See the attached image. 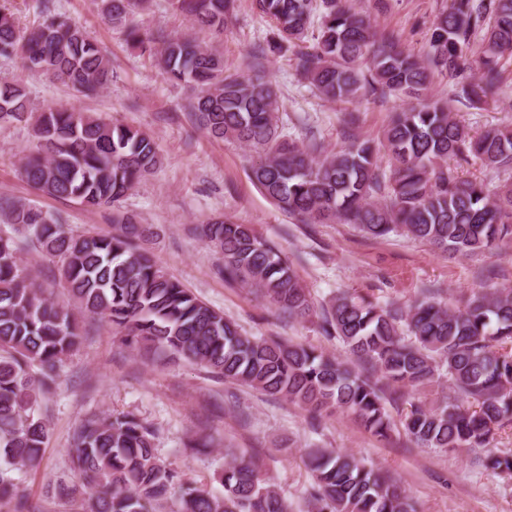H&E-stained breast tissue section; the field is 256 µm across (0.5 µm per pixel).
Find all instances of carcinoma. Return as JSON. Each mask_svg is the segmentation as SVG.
<instances>
[{
  "mask_svg": "<svg viewBox=\"0 0 512 512\" xmlns=\"http://www.w3.org/2000/svg\"><path fill=\"white\" fill-rule=\"evenodd\" d=\"M101 16L124 30L126 42L155 57L165 77L194 90L195 125L214 138L262 151L251 166L257 189L298 224H353L380 239L402 232L451 258L492 253L512 244V182L496 191L487 178L461 179L448 160L480 163L486 174L512 176V127L479 134L456 119L452 102L496 101L505 64L512 65V0H448L419 59L382 30L353 0H252L273 36L260 55L292 50L297 74L326 100L395 96L415 104L394 114L383 134L386 168L368 140L351 137L338 151L310 135L280 137L279 99L269 78L224 74V59L189 36L147 34L130 15L150 0H94ZM237 0H172L182 14L216 32ZM40 0L43 21L20 33L0 5V58L85 96L112 80L105 50L88 31ZM483 33L477 75L467 74L472 37ZM451 97L430 99L434 76ZM31 124L33 145L22 177L43 195L90 208H112V231L75 234L63 215L0 197L12 232H0V508L43 512L21 492L14 471L36 470L48 427L42 398L55 392L65 359L88 331L76 313L106 320L126 344L205 368L218 378L280 396L320 414L352 415L372 436L403 431L418 447L477 454L481 467L512 477V452L479 453L497 430L512 425V288H474L455 304L437 290L384 305L340 291L314 301L295 271L250 224L229 216L200 225L224 254V280L255 289L289 319L319 314L325 335L342 342L339 359L302 343L246 336L155 260L151 231L115 205L161 163L153 138L94 113L46 107L0 82V123ZM58 261L68 300L46 295L21 257V239ZM448 397L434 407L419 394L439 379ZM406 404L396 419L389 400ZM156 431L133 414L92 415L74 430L69 474L49 486L51 497L77 512H291L288 500L250 457L224 464L223 492L187 481L157 455ZM309 512H417L387 472L348 453L309 448Z\"/></svg>",
  "mask_w": 512,
  "mask_h": 512,
  "instance_id": "1",
  "label": "carcinoma"
}]
</instances>
